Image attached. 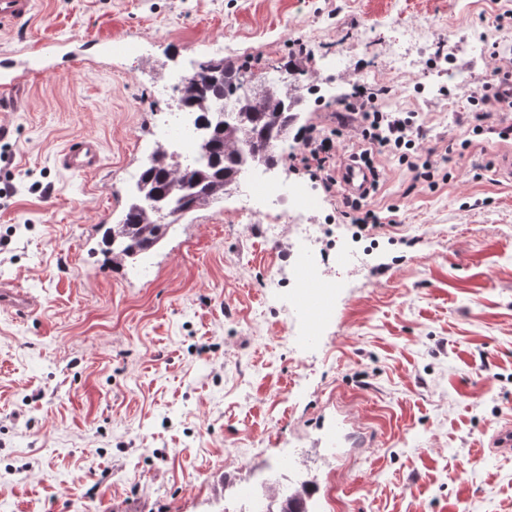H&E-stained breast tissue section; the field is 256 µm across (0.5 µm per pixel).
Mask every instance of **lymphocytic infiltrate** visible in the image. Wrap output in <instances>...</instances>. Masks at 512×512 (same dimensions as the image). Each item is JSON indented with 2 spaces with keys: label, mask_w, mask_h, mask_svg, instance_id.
<instances>
[{
  "label": "lymphocytic infiltrate",
  "mask_w": 512,
  "mask_h": 512,
  "mask_svg": "<svg viewBox=\"0 0 512 512\" xmlns=\"http://www.w3.org/2000/svg\"><path fill=\"white\" fill-rule=\"evenodd\" d=\"M495 83H483L475 100L476 110L462 113L461 125L475 135H494L512 139V124L494 122L492 106L512 107V67L496 66ZM378 95L370 89L353 86L341 101V112L334 121L319 122L298 128L296 150L287 156L288 167L303 171L319 181L325 194L338 203L342 218L360 231L374 233L394 226L397 206H387L384 213L369 209L366 196L352 197L340 193L336 178V157L346 139H354L359 158L374 164L377 156L397 159L412 173L414 183L436 187L439 170L434 158L437 148H423L422 132L413 112H385L378 105Z\"/></svg>",
  "instance_id": "lymphocytic-infiltrate-1"
}]
</instances>
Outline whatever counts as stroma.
<instances>
[{
	"label": "stroma",
	"mask_w": 512,
	"mask_h": 512,
	"mask_svg": "<svg viewBox=\"0 0 512 512\" xmlns=\"http://www.w3.org/2000/svg\"><path fill=\"white\" fill-rule=\"evenodd\" d=\"M512 0H36L0 30V53L111 37V58L57 59L21 108H0V512H239V489L282 458L338 496L336 512H512V452L489 441L512 419V183L495 170L512 142L458 122L491 78L473 40L512 43ZM430 41L418 49V36ZM289 85L318 82L304 119L340 111L358 83L389 112H414L450 177L413 186L379 162L371 205L398 224L358 237L315 179L274 175L319 199L312 261L332 315L311 327L295 288L292 224L268 235L232 192L179 219L141 263L115 266L104 229L127 174L178 111L168 75L215 54ZM411 58L395 69L394 56ZM462 80L438 89L434 60ZM101 166L65 170L76 138ZM371 432L324 447L335 416Z\"/></svg>",
	"instance_id": "35a3bbf8"
}]
</instances>
